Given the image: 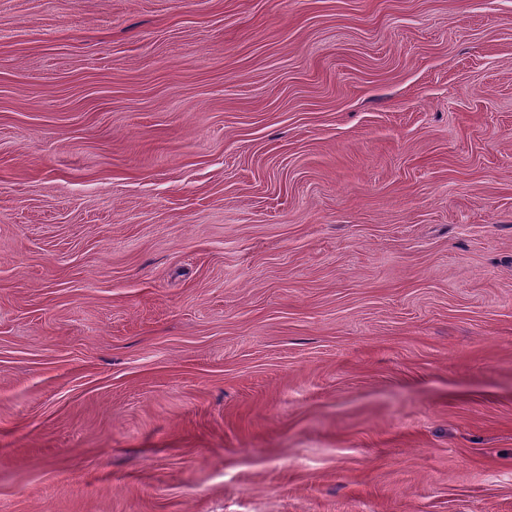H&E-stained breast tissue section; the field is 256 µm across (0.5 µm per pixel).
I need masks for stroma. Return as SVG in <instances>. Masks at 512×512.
<instances>
[{"mask_svg":"<svg viewBox=\"0 0 512 512\" xmlns=\"http://www.w3.org/2000/svg\"><path fill=\"white\" fill-rule=\"evenodd\" d=\"M0 512H512V0H0Z\"/></svg>","mask_w":512,"mask_h":512,"instance_id":"stroma-1","label":"stroma"}]
</instances>
